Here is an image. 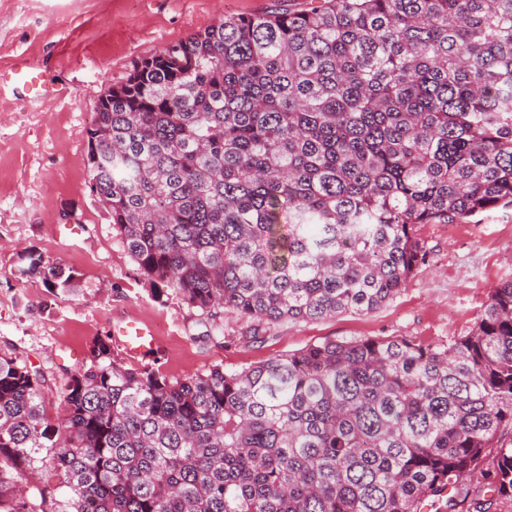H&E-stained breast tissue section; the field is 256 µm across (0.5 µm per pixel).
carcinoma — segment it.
I'll return each mask as SVG.
<instances>
[{"label":"carcinoma","mask_w":512,"mask_h":512,"mask_svg":"<svg viewBox=\"0 0 512 512\" xmlns=\"http://www.w3.org/2000/svg\"><path fill=\"white\" fill-rule=\"evenodd\" d=\"M89 189L151 291L257 322L369 313L421 224L512 207V0H320L226 17L96 106ZM68 293L33 254L18 269ZM0 353V512H424L512 498V280L469 333L329 339L185 379ZM22 461L59 492L19 495Z\"/></svg>","instance_id":"carcinoma-1"}]
</instances>
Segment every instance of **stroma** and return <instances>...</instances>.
<instances>
[{
	"mask_svg": "<svg viewBox=\"0 0 512 512\" xmlns=\"http://www.w3.org/2000/svg\"><path fill=\"white\" fill-rule=\"evenodd\" d=\"M311 0H0V71L30 61L67 96L0 91V352L43 373L55 419L67 372L97 342L126 366L187 378L215 366L235 371L327 339L406 336L440 341L469 332L498 284L512 280V207L460 224H423L428 260L391 301L369 313L257 323L227 311L201 316L178 296L152 295L99 199L88 187L87 132L99 99L134 64L218 19L302 10ZM67 224L76 234L63 233ZM40 255L75 278L55 294L20 277ZM148 325L156 346L128 354L120 326Z\"/></svg>",
	"mask_w": 512,
	"mask_h": 512,
	"instance_id": "obj_1",
	"label": "stroma"
}]
</instances>
